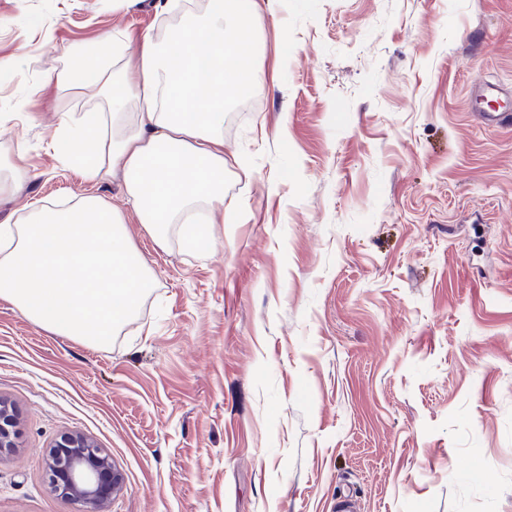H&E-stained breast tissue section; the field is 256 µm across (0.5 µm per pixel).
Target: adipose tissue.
<instances>
[{
  "label": "adipose tissue",
  "instance_id": "1",
  "mask_svg": "<svg viewBox=\"0 0 512 512\" xmlns=\"http://www.w3.org/2000/svg\"><path fill=\"white\" fill-rule=\"evenodd\" d=\"M256 0H208L195 22L144 34L137 62L105 35L66 53L44 86L95 83L104 112L65 115L52 134L61 161L96 182L121 177L122 205L87 196L42 203L0 224V299L31 322L104 348L140 312L155 280L125 230L127 214L157 242L206 249L223 223L224 114L259 84Z\"/></svg>",
  "mask_w": 512,
  "mask_h": 512
}]
</instances>
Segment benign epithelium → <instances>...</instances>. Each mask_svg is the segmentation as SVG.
<instances>
[{"label": "benign epithelium", "mask_w": 512, "mask_h": 512, "mask_svg": "<svg viewBox=\"0 0 512 512\" xmlns=\"http://www.w3.org/2000/svg\"><path fill=\"white\" fill-rule=\"evenodd\" d=\"M17 417L0 398V455L17 447ZM47 483L52 492L77 505V512H109L122 475L111 457L81 433L60 436L46 456Z\"/></svg>", "instance_id": "1"}]
</instances>
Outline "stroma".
<instances>
[{"label":"stroma","instance_id":"35a3bbf8","mask_svg":"<svg viewBox=\"0 0 512 512\" xmlns=\"http://www.w3.org/2000/svg\"><path fill=\"white\" fill-rule=\"evenodd\" d=\"M160 0H0V108L25 111L31 203L87 182L51 147L97 86L31 95L61 50L111 32L137 54L183 20ZM256 92L224 115L214 245L127 231L156 286L106 348L0 299V397L19 416L0 512H76L45 480L62 434L123 476L111 512H512V0H258ZM496 91V86L489 82L480 81L474 90L472 97L473 108L476 112L474 115L480 117L483 122L491 126L499 127H511L512 126V114L507 112H484L481 110L479 105L482 104L484 99L487 98V94H493Z\"/></svg>","mask_w":512,"mask_h":512}]
</instances>
